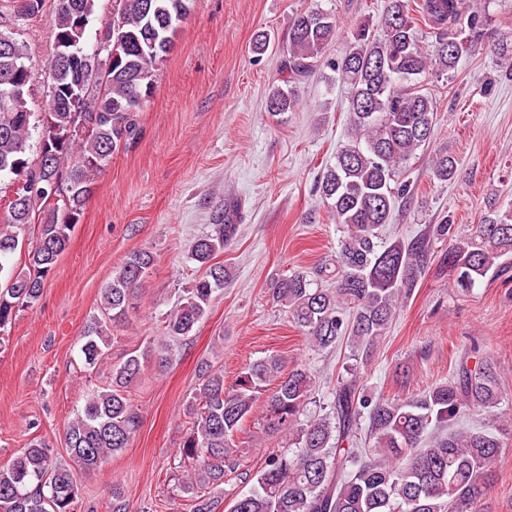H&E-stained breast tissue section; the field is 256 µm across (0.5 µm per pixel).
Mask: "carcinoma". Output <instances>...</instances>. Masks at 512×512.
<instances>
[{
	"mask_svg": "<svg viewBox=\"0 0 512 512\" xmlns=\"http://www.w3.org/2000/svg\"><path fill=\"white\" fill-rule=\"evenodd\" d=\"M193 2L119 0L110 28L120 60L107 75L84 80L80 90L100 102L97 112L67 110L78 73L74 67L53 78L47 111H15L1 80L12 75L13 84L25 89L30 57L15 35L7 34L13 45L0 53V177L9 178L12 187L37 183L46 193L16 189L18 198L10 200L9 218L0 225V343L17 314L38 302L96 176L112 155L139 138V110L130 109V102L152 96L157 66ZM44 3L5 0L0 15L24 25L40 15ZM421 10L438 30L428 52L419 47L410 0H389L378 38L364 22L351 27L349 52L332 63L349 87L350 135L319 184L320 202L345 235L334 258L270 288L273 301L287 309L311 347L344 343L356 360L376 348L401 301L425 278L434 242L448 241L439 262L453 276L452 287L462 292L497 273L501 259L512 256V207L494 204L464 236L451 232L445 216L410 241H379L378 230L390 223L396 199L410 193V182L401 178L403 165L434 135L435 104L420 77L430 71L437 77L451 74L487 27L486 16L464 0H423ZM78 11L92 22L95 0H53V31L72 32ZM336 27V19L315 9L291 19L268 112L294 109V85L315 71ZM36 127L42 136L58 131L46 163L26 155ZM431 173L441 182L453 179L456 160L446 152L435 154ZM236 218L237 207L227 206L211 233L191 245L188 258L205 273L181 290L163 320V339L151 347L158 370L172 361L170 342L190 335L207 316L213 294L224 288L227 273L218 256L237 234ZM20 250L26 254L21 267L14 262ZM153 264L150 252H133L101 288V309L111 324L125 323L138 308L142 281ZM110 345L107 325L89 322L79 341L83 367L99 368ZM142 373L140 356L129 355L112 370L111 382L77 410L65 432L73 464L57 462L49 444L37 440L0 466V512H74L79 474L101 470L140 428L141 415L127 389ZM198 379L174 475L180 492L194 499L193 512H474L493 483L491 466L505 449L500 435L458 425L468 411L483 415L501 404L499 371L485 356L472 366L464 358L448 380L400 399L375 394L355 371L336 381L329 411L307 419L314 377L303 365L285 374L280 358L267 356L227 387L224 370L206 360ZM257 411L264 433L280 443L256 472H241L232 448ZM363 438L366 448L358 447ZM234 473L254 486L229 498L225 478ZM108 509L128 512L123 488L115 482Z\"/></svg>",
	"mask_w": 512,
	"mask_h": 512,
	"instance_id": "obj_1",
	"label": "carcinoma"
}]
</instances>
